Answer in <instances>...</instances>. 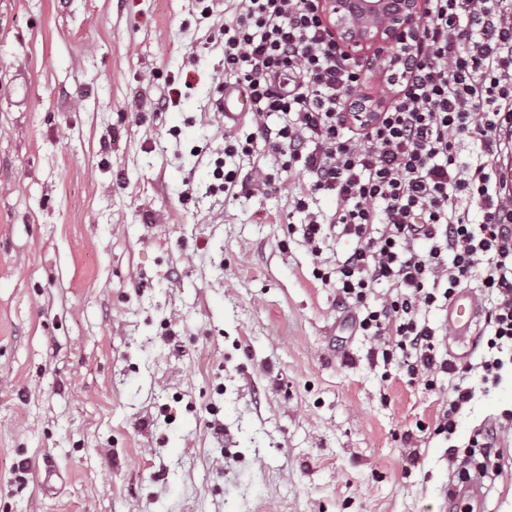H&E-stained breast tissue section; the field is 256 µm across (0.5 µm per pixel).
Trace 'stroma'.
<instances>
[{
	"label": "stroma",
	"mask_w": 512,
	"mask_h": 512,
	"mask_svg": "<svg viewBox=\"0 0 512 512\" xmlns=\"http://www.w3.org/2000/svg\"><path fill=\"white\" fill-rule=\"evenodd\" d=\"M223 21L0 0V512H456L480 466L512 512V373L434 434L448 375L354 333L287 192L210 193Z\"/></svg>",
	"instance_id": "35a3bbf8"
}]
</instances>
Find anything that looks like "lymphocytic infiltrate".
<instances>
[{
    "label": "lymphocytic infiltrate",
    "instance_id": "f902f5d3",
    "mask_svg": "<svg viewBox=\"0 0 512 512\" xmlns=\"http://www.w3.org/2000/svg\"><path fill=\"white\" fill-rule=\"evenodd\" d=\"M230 11L224 72L251 109L249 124L225 134V158L261 145L305 175L288 206L305 216L315 278L336 286L357 331L410 382L431 390L438 374L452 376L435 431L454 433L475 396L470 378L499 383L496 352L512 348V187L499 177L512 149V0H429L420 64L366 124L349 117L360 68L321 0H231ZM321 194L335 196L334 213L316 208ZM331 233L353 247L326 261ZM476 276L491 294L485 351L460 366L440 356L422 313ZM381 284L393 295L368 304Z\"/></svg>",
    "mask_w": 512,
    "mask_h": 512
}]
</instances>
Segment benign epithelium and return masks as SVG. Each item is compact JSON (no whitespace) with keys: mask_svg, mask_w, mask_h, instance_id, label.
Wrapping results in <instances>:
<instances>
[{"mask_svg":"<svg viewBox=\"0 0 512 512\" xmlns=\"http://www.w3.org/2000/svg\"><path fill=\"white\" fill-rule=\"evenodd\" d=\"M336 41L381 76L418 63L414 54L428 0H322Z\"/></svg>","mask_w":512,"mask_h":512,"instance_id":"benign-epithelium-1","label":"benign epithelium"}]
</instances>
